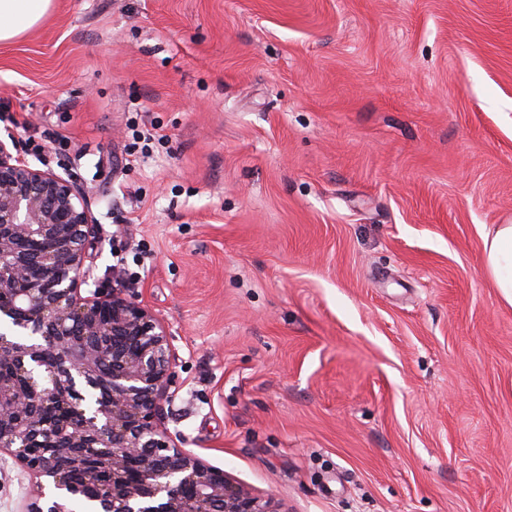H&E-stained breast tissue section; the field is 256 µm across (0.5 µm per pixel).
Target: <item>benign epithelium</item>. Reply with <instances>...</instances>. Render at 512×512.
Masks as SVG:
<instances>
[{
	"instance_id": "7a95c632",
	"label": "benign epithelium",
	"mask_w": 512,
	"mask_h": 512,
	"mask_svg": "<svg viewBox=\"0 0 512 512\" xmlns=\"http://www.w3.org/2000/svg\"><path fill=\"white\" fill-rule=\"evenodd\" d=\"M0 139V461L25 470L30 512H280L176 449L171 332L116 284L82 295L101 247L83 187ZM31 336V341L19 337Z\"/></svg>"
}]
</instances>
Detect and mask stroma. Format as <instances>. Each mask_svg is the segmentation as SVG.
<instances>
[{
  "label": "stroma",
  "instance_id": "obj_1",
  "mask_svg": "<svg viewBox=\"0 0 512 512\" xmlns=\"http://www.w3.org/2000/svg\"><path fill=\"white\" fill-rule=\"evenodd\" d=\"M7 132L168 324L181 449L281 512H512V0H53ZM482 262L499 300L512 307V224H496L486 233Z\"/></svg>",
  "mask_w": 512,
  "mask_h": 512
}]
</instances>
